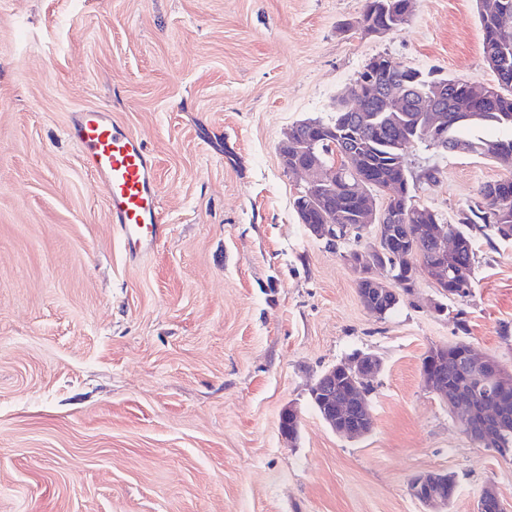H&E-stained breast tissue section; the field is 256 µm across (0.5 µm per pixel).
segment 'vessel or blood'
Wrapping results in <instances>:
<instances>
[{"mask_svg":"<svg viewBox=\"0 0 512 512\" xmlns=\"http://www.w3.org/2000/svg\"><path fill=\"white\" fill-rule=\"evenodd\" d=\"M68 134L83 151V160L107 195L111 224L130 254L148 250L164 234L161 188L154 163L142 141L112 120L104 109L74 114Z\"/></svg>","mask_w":512,"mask_h":512,"instance_id":"obj_1","label":"vessel or blood"}]
</instances>
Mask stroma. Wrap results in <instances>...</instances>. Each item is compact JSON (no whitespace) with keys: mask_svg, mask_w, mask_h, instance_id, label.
<instances>
[{"mask_svg":"<svg viewBox=\"0 0 512 512\" xmlns=\"http://www.w3.org/2000/svg\"><path fill=\"white\" fill-rule=\"evenodd\" d=\"M363 6L0 0V512H426L409 490L426 472L454 475L447 512H476L489 484L512 512V457L467 438L421 375L430 347L459 341L512 371V241L475 232L468 297L421 273L381 319L353 242L313 237L293 208L308 177L284 170L281 142L329 120L373 58L494 80L476 0L342 31ZM96 107L154 159L167 231L136 258L67 134ZM406 166L452 223L507 175L434 148ZM356 353L382 369L372 430L346 439L310 389Z\"/></svg>","mask_w":512,"mask_h":512,"instance_id":"obj_1","label":"stroma"}]
</instances>
